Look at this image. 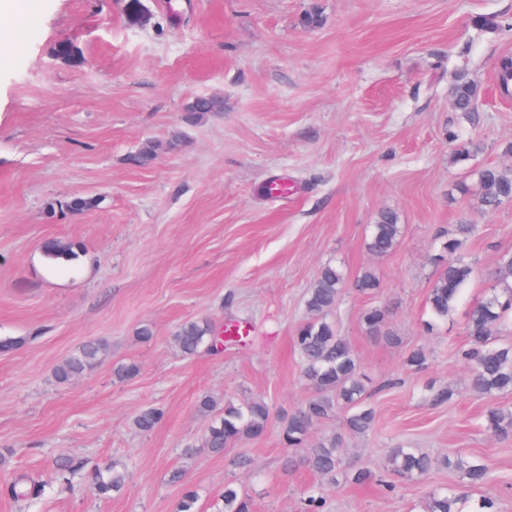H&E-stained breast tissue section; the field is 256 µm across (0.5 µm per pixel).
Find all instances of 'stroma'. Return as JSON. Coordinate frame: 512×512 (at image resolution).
I'll use <instances>...</instances> for the list:
<instances>
[{
	"label": "stroma",
	"mask_w": 512,
	"mask_h": 512,
	"mask_svg": "<svg viewBox=\"0 0 512 512\" xmlns=\"http://www.w3.org/2000/svg\"><path fill=\"white\" fill-rule=\"evenodd\" d=\"M0 52V482L41 480L35 500L0 499V512H178L186 491L197 512H221L233 465L249 456L253 512H300L319 491L329 512H423L428 493L457 486L436 469L393 489L329 486L308 469L287 472L292 450L280 417L311 397L293 337L320 268L340 263L349 281L332 313L366 375L374 429L346 441L349 466L382 470L397 445L435 457L486 463L498 512H512V440L481 425L512 395L479 396L456 352L465 316L491 287L499 255L512 250V204L485 213L473 165L512 171V100L496 88L498 58L512 54V0H26ZM318 10L320 25L302 23ZM497 21L475 26L476 17ZM71 42L84 59L56 55ZM482 88L476 122L452 105L459 77ZM224 101L194 123L201 96ZM474 140L473 161L453 159L448 138ZM153 160L135 164L144 146ZM98 197L82 213H47L49 201ZM395 210L403 236L386 256L366 249L380 211ZM473 224L465 246L477 273L447 322L426 331L427 295L439 243ZM79 246L52 262L47 242ZM369 295L351 286L365 268ZM389 310L400 345L369 336L361 317ZM204 320L253 328L243 342L183 355L173 336ZM152 337L141 341L140 328ZM101 359L67 383L58 364L85 342ZM423 348L417 371L406 354ZM139 367L121 381L116 370ZM452 399L438 405L436 390ZM270 406L257 439L211 452L213 415L203 397ZM161 409L148 433L132 421ZM63 457L130 477L119 493L93 494L85 471L60 477ZM180 482H171L172 472Z\"/></svg>",
	"instance_id": "35a3bbf8"
}]
</instances>
